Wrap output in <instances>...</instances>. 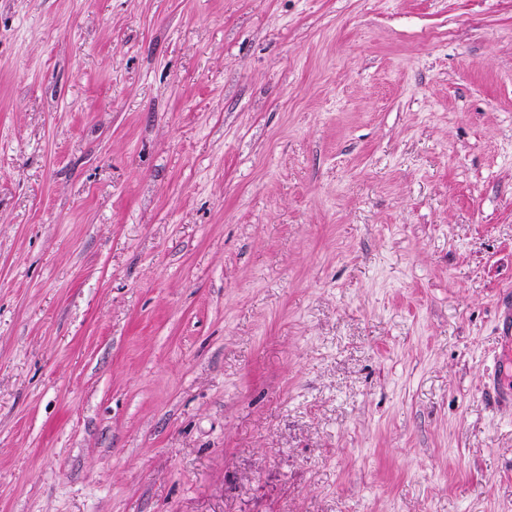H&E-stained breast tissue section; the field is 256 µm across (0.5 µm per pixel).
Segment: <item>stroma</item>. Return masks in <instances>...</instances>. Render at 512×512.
Wrapping results in <instances>:
<instances>
[{
  "mask_svg": "<svg viewBox=\"0 0 512 512\" xmlns=\"http://www.w3.org/2000/svg\"><path fill=\"white\" fill-rule=\"evenodd\" d=\"M512 0H0V512H512ZM499 330L500 336L508 339V341L511 343V346H509L508 350L503 352V354L500 356L501 361L508 366V373L502 375L498 379L497 388L501 396L512 400V384L510 373V367L512 365V320L511 322L510 320H503V322L500 324Z\"/></svg>",
  "mask_w": 512,
  "mask_h": 512,
  "instance_id": "stroma-1",
  "label": "stroma"
}]
</instances>
